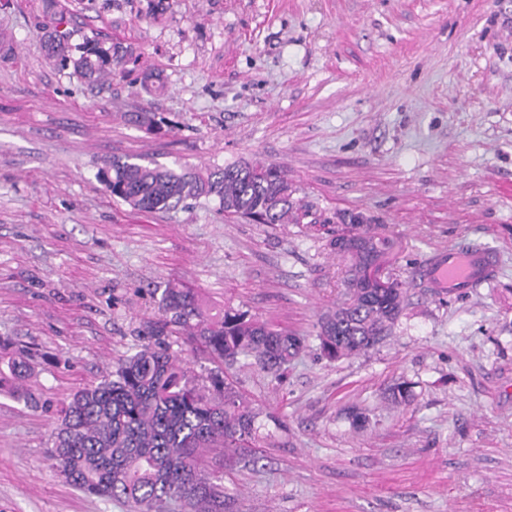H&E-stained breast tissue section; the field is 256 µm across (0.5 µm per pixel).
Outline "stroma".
Wrapping results in <instances>:
<instances>
[{
	"label": "stroma",
	"mask_w": 512,
	"mask_h": 512,
	"mask_svg": "<svg viewBox=\"0 0 512 512\" xmlns=\"http://www.w3.org/2000/svg\"><path fill=\"white\" fill-rule=\"evenodd\" d=\"M61 13L72 45L132 61L98 84L50 63ZM132 154L279 165L308 221L132 210L96 177ZM348 211L395 241L406 306L330 360L317 323L345 263L326 243ZM465 243L499 254L494 281L415 279ZM170 281L307 342L282 375L227 371L261 415L251 447L205 458L224 512H512V0H0V356L38 361L34 403L0 395V512H132L63 483L52 434L63 401L151 343Z\"/></svg>",
	"instance_id": "obj_1"
}]
</instances>
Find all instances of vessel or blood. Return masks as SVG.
<instances>
[{"instance_id":"vessel-or-blood-1","label":"vessel or blood","mask_w":512,"mask_h":512,"mask_svg":"<svg viewBox=\"0 0 512 512\" xmlns=\"http://www.w3.org/2000/svg\"><path fill=\"white\" fill-rule=\"evenodd\" d=\"M499 267L496 252L478 247H457L435 251L419 267L418 278L430 288L443 292L477 288L493 281Z\"/></svg>"}]
</instances>
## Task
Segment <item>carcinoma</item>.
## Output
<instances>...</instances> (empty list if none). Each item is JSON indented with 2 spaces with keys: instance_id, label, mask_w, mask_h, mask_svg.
Listing matches in <instances>:
<instances>
[{
  "instance_id": "1",
  "label": "carcinoma",
  "mask_w": 512,
  "mask_h": 512,
  "mask_svg": "<svg viewBox=\"0 0 512 512\" xmlns=\"http://www.w3.org/2000/svg\"><path fill=\"white\" fill-rule=\"evenodd\" d=\"M65 19L45 35L46 55L72 63L86 80L112 76V67L129 61L121 46L103 49L96 39L71 55ZM106 192L134 210L162 212L188 200L216 199L228 216L257 224H301L307 216L295 189L278 167L234 162L206 172L175 169L141 156L112 157L97 174ZM347 230L327 248L347 261L345 299L318 323L322 354L335 360L368 351L387 336L404 302L402 283L368 278L381 266L394 242L373 230L361 214H345ZM151 335L158 337L117 362L94 385L78 389L63 403L53 434L52 458L63 482L97 498L130 503L136 512H169L173 503L186 512H223L224 488L204 467L211 448H246L256 433L257 413L224 378V366L251 356L268 373L305 348V337L225 308L212 313L197 294L170 283L162 290ZM183 333L209 356L214 367L201 374L184 368L161 337ZM34 356L19 352L0 370L12 383V396L33 400L26 385Z\"/></svg>"
}]
</instances>
